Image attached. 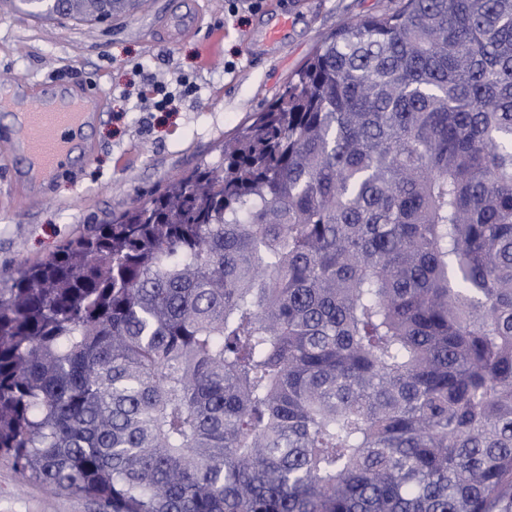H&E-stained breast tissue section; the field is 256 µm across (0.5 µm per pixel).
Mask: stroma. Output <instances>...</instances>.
Masks as SVG:
<instances>
[{
  "instance_id": "1",
  "label": "stroma",
  "mask_w": 512,
  "mask_h": 512,
  "mask_svg": "<svg viewBox=\"0 0 512 512\" xmlns=\"http://www.w3.org/2000/svg\"><path fill=\"white\" fill-rule=\"evenodd\" d=\"M269 0H152L112 22L41 21L0 6V77L40 83L70 78L75 93L104 101L87 133V154L67 172L19 193L14 162L0 152V271L50 255L90 226L148 201L175 176L221 159L225 134L281 94L288 76L343 20L387 0H281L290 24L281 42L261 45ZM193 15L194 34L169 39L171 18ZM188 77L195 95L180 96ZM168 84L174 102L144 112L148 78ZM0 512H102L89 499L47 492L0 458Z\"/></svg>"
}]
</instances>
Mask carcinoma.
<instances>
[{
  "label": "carcinoma",
  "instance_id": "cac0c4a2",
  "mask_svg": "<svg viewBox=\"0 0 512 512\" xmlns=\"http://www.w3.org/2000/svg\"><path fill=\"white\" fill-rule=\"evenodd\" d=\"M0 456L103 512H512V0L350 19L219 164L11 273Z\"/></svg>",
  "mask_w": 512,
  "mask_h": 512
}]
</instances>
